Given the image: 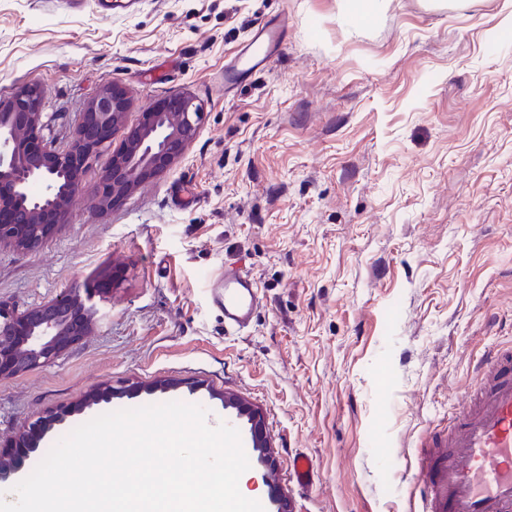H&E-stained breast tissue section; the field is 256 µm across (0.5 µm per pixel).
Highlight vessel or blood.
<instances>
[{
    "label": "vessel or blood",
    "mask_w": 512,
    "mask_h": 512,
    "mask_svg": "<svg viewBox=\"0 0 512 512\" xmlns=\"http://www.w3.org/2000/svg\"><path fill=\"white\" fill-rule=\"evenodd\" d=\"M282 26L268 23L224 70L225 88L237 85L241 72L263 70L280 42ZM225 330L245 329L260 304L257 283L247 272L228 275L216 297ZM486 382L477 398H464L452 417L445 443L419 466L422 512H512V358L490 354ZM298 484H313L311 459L296 455L288 462Z\"/></svg>",
    "instance_id": "obj_1"
}]
</instances>
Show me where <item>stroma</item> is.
<instances>
[{
	"label": "stroma",
	"mask_w": 512,
	"mask_h": 512,
	"mask_svg": "<svg viewBox=\"0 0 512 512\" xmlns=\"http://www.w3.org/2000/svg\"><path fill=\"white\" fill-rule=\"evenodd\" d=\"M511 15L512 0H388L353 26L340 0H0V99L40 83L52 146L107 81L130 125L177 92L204 106L170 171L98 211L100 154L41 250L0 247L1 305L100 291L92 336L0 378V436L107 382L111 402L44 448L170 401L237 418L233 397L263 415L290 512H421L425 445L512 347ZM278 16L277 55L225 92V65ZM232 268L263 296L241 333L213 304ZM288 467L299 485L313 484L317 477L311 459L305 454H298L291 458Z\"/></svg>",
	"instance_id": "1"
}]
</instances>
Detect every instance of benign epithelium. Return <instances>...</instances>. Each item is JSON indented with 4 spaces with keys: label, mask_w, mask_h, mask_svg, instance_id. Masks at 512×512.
<instances>
[{
    "label": "benign epithelium",
    "mask_w": 512,
    "mask_h": 512,
    "mask_svg": "<svg viewBox=\"0 0 512 512\" xmlns=\"http://www.w3.org/2000/svg\"><path fill=\"white\" fill-rule=\"evenodd\" d=\"M127 90L105 83L81 113L70 145L57 149L44 137V92L36 82L0 100V245L23 253L39 251L64 223L71 198L81 190L82 167L92 157L110 153L95 205L110 208L140 185L172 169L186 154L203 121L195 98L175 93L140 114L129 126ZM120 138V148L112 141ZM97 288L74 285L53 299L22 312L0 306V378L53 361L69 346L92 334ZM112 398L106 388L75 409L41 416L7 440L0 439V486H9L37 452L46 435L72 411ZM249 415L260 462L269 448L259 413Z\"/></svg>",
    "instance_id": "1"
}]
</instances>
